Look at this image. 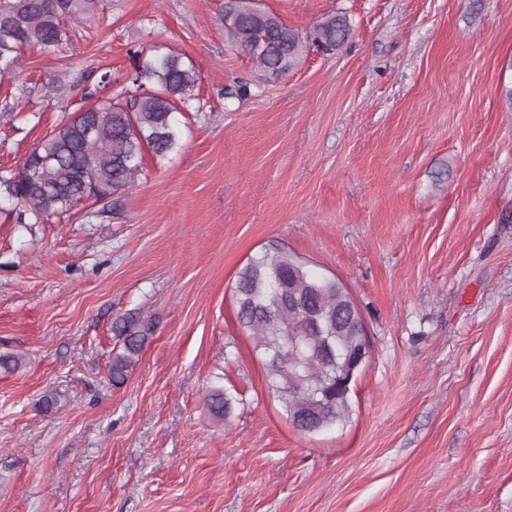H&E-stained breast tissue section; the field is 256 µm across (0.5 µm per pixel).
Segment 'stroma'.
<instances>
[{
  "mask_svg": "<svg viewBox=\"0 0 512 512\" xmlns=\"http://www.w3.org/2000/svg\"><path fill=\"white\" fill-rule=\"evenodd\" d=\"M261 3L352 33L270 76L224 0H100L66 56L0 79L7 174L131 51L199 78L176 150L111 198L43 224L0 199V356L24 358L0 368V512H512V0ZM273 241L348 289L370 343L347 422L314 436L235 319ZM128 314L147 339L115 385ZM215 385L243 395L228 419ZM238 396L240 394L234 389V392L224 388H212L205 395V402L210 411L218 417L227 418L234 409L235 403L242 402Z\"/></svg>",
  "mask_w": 512,
  "mask_h": 512,
  "instance_id": "stroma-1",
  "label": "stroma"
}]
</instances>
